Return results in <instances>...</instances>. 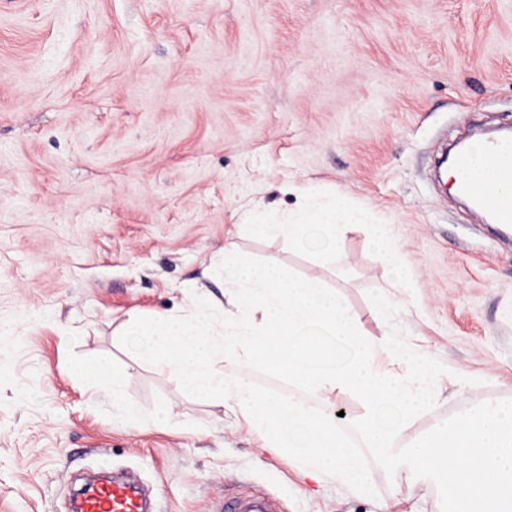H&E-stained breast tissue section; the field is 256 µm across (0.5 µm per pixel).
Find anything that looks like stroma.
I'll use <instances>...</instances> for the list:
<instances>
[{"mask_svg":"<svg viewBox=\"0 0 512 512\" xmlns=\"http://www.w3.org/2000/svg\"><path fill=\"white\" fill-rule=\"evenodd\" d=\"M512 127V0H0V512H65L100 465L159 512L260 491L279 512H440L372 466L376 497L265 450L233 402L190 397L122 348L131 318L227 307L239 252L335 288L362 329L397 301L447 369L415 439L458 403L512 398V234L434 177L444 145ZM314 185L391 227L405 278L359 225L334 253L251 234ZM127 371L143 423L103 380ZM93 371L104 375L109 395L112 398V407L117 412L116 417L119 420L140 421L139 408L125 396L124 386L127 372L112 367L110 362L96 364Z\"/></svg>","mask_w":512,"mask_h":512,"instance_id":"35a3bbf8","label":"stroma"}]
</instances>
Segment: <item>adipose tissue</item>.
Instances as JSON below:
<instances>
[{"mask_svg":"<svg viewBox=\"0 0 512 512\" xmlns=\"http://www.w3.org/2000/svg\"><path fill=\"white\" fill-rule=\"evenodd\" d=\"M300 206L277 221H270L264 212L251 215L250 230L261 236H273L288 243L304 240L310 225H317L330 242L340 243L346 230L358 224H368L373 234L389 237L388 225L376 223L373 214L362 209L342 206L336 199L325 198L317 187L299 190Z\"/></svg>","mask_w":512,"mask_h":512,"instance_id":"adipose-tissue-1","label":"adipose tissue"}]
</instances>
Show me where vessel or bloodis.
Masks as SVG:
<instances>
[{
    "label": "vessel or blood",
    "instance_id": "obj_1",
    "mask_svg": "<svg viewBox=\"0 0 512 512\" xmlns=\"http://www.w3.org/2000/svg\"><path fill=\"white\" fill-rule=\"evenodd\" d=\"M478 150L495 171L494 184H486L472 167L469 158H461L458 183L461 192L483 210L492 213L498 224L512 225V142H481ZM269 498H239L225 507L226 512H272ZM151 504L143 486L115 477L90 484L83 491L75 512H150Z\"/></svg>",
    "mask_w": 512,
    "mask_h": 512
}]
</instances>
